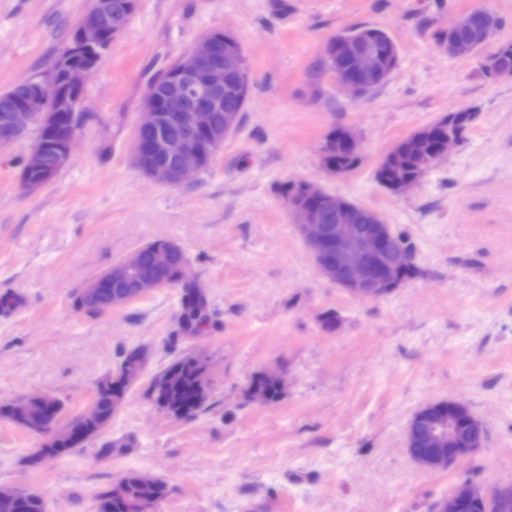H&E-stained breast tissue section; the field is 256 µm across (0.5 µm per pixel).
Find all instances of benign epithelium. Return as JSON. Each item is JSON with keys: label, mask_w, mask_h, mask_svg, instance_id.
<instances>
[{"label": "benign epithelium", "mask_w": 512, "mask_h": 512, "mask_svg": "<svg viewBox=\"0 0 512 512\" xmlns=\"http://www.w3.org/2000/svg\"><path fill=\"white\" fill-rule=\"evenodd\" d=\"M133 12V0H126L123 6L93 0L83 17L76 45L93 51L86 64L63 75L75 90L65 103V110L72 113L71 123H61L58 114L45 107L44 90L54 84V70L3 106L1 148L14 143L37 123L51 136L50 145H33L25 158L26 169L21 172L25 187L35 189L50 183L69 164L85 81L104 64L105 51L110 46L108 37L120 34ZM497 26L496 16L486 10L457 15L448 25V56L478 52L495 35ZM344 54L347 63L333 71L332 79L353 97L367 96L385 71L384 58L361 42L345 44ZM241 63V53L225 49L224 41L202 37L176 61L165 93L148 86L134 144L135 164L146 176L164 185L182 183L200 170L211 147L235 131L239 113L224 110V76L240 69ZM29 168L46 172L48 177L31 178L27 174ZM306 197L322 201L336 221L334 225L321 223L320 216L303 200L288 203L323 278L361 299L376 298L386 288L400 287L398 273L413 263L414 255L396 243L390 225L380 214H375L369 225L356 224L354 202L311 186L306 187ZM179 251L180 246L174 241L168 248L155 251L152 270L146 277L141 270L142 249L133 251L88 280L80 290L82 301L92 308L107 310L112 307V296L105 293L107 288H124L137 294L169 287L170 270ZM423 420L427 422L423 435L430 442L431 451L412 454L410 458L424 468L452 471L484 445L482 423L461 402L440 400L420 407L408 423L405 443L416 437ZM470 502H485L493 512H512V482L467 479L436 501L432 512H460V507Z\"/></svg>", "instance_id": "1"}]
</instances>
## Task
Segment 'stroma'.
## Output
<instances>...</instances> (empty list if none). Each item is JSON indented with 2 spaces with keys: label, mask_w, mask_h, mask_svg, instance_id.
<instances>
[{
  "label": "stroma",
  "mask_w": 512,
  "mask_h": 512,
  "mask_svg": "<svg viewBox=\"0 0 512 512\" xmlns=\"http://www.w3.org/2000/svg\"><path fill=\"white\" fill-rule=\"evenodd\" d=\"M89 5L0 0V90L46 71ZM471 9L501 26L479 54L449 57L448 24ZM356 25L399 50L362 99L316 72L328 39ZM221 29L247 60L241 124L209 170L154 183L133 162L146 83ZM510 41L512 0H139L84 87L69 166L31 192L20 175L33 136L0 148V402L51 393L78 413L121 350L146 364L103 436L69 455L29 464L43 436L0 419V487L38 492L47 512H93L97 491L137 468L169 487L153 512H430L466 477L511 483L512 83L481 71ZM466 107V140L418 187L376 181L397 141ZM347 128L362 162L338 175L321 146ZM296 181L376 210L417 244V277L370 300L322 278L281 193ZM159 239L195 260L213 328L183 331L171 288L98 316L74 308L90 278ZM183 351L210 359L211 407L175 419L145 389ZM276 370L281 400L251 401L253 378ZM448 398L469 404L486 441L455 470L421 468L408 421ZM117 437L124 447L103 454Z\"/></svg>",
  "instance_id": "obj_1"
}]
</instances>
